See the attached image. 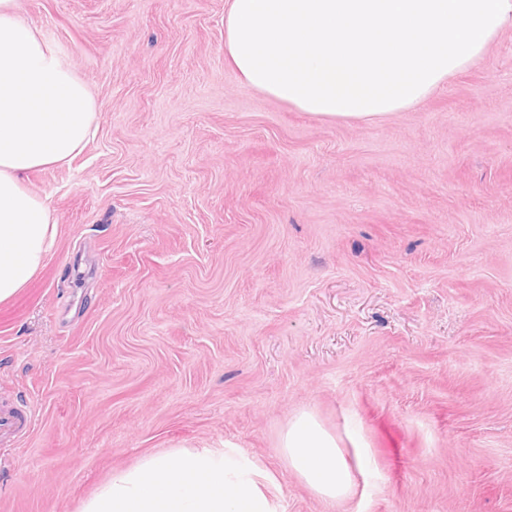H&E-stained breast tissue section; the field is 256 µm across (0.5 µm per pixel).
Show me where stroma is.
<instances>
[{"label":"stroma","mask_w":512,"mask_h":512,"mask_svg":"<svg viewBox=\"0 0 512 512\" xmlns=\"http://www.w3.org/2000/svg\"><path fill=\"white\" fill-rule=\"evenodd\" d=\"M226 0H17L95 134L28 174L57 226L0 304V512H81L150 454L235 448L280 512H512V30L419 110L326 121L241 82ZM312 412L361 469L286 467ZM35 424L33 407H3L0 408V438L6 437L13 441L29 434ZM288 468L318 497L336 503L351 494L354 475L336 437L307 411L295 415L281 436Z\"/></svg>","instance_id":"35a3bbf8"}]
</instances>
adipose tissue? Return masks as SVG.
<instances>
[{
	"instance_id": "obj_1",
	"label": "adipose tissue",
	"mask_w": 512,
	"mask_h": 512,
	"mask_svg": "<svg viewBox=\"0 0 512 512\" xmlns=\"http://www.w3.org/2000/svg\"><path fill=\"white\" fill-rule=\"evenodd\" d=\"M512 29V0H227L224 51L248 87L327 120L414 111ZM86 82L0 0V303L43 267L56 226L30 171L70 162L94 132ZM289 469L318 497L351 494L334 435L307 411L281 436ZM276 473L236 449L179 448L122 471L82 512H277Z\"/></svg>"
}]
</instances>
